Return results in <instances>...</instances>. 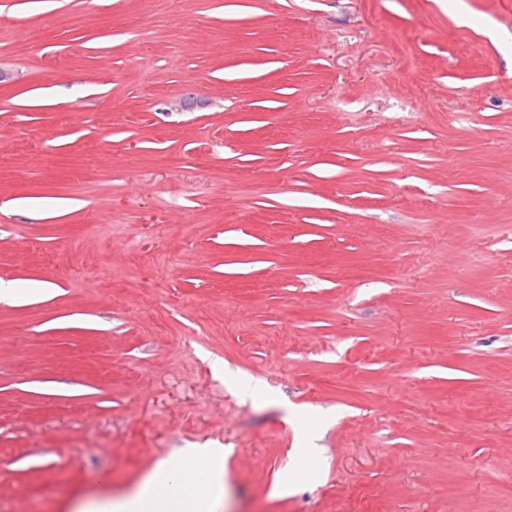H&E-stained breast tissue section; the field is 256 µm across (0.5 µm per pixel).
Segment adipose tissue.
Segmentation results:
<instances>
[{"label": "adipose tissue", "instance_id": "adipose-tissue-1", "mask_svg": "<svg viewBox=\"0 0 512 512\" xmlns=\"http://www.w3.org/2000/svg\"><path fill=\"white\" fill-rule=\"evenodd\" d=\"M225 483L222 449L191 448L160 460L132 490L91 496L76 512H222Z\"/></svg>", "mask_w": 512, "mask_h": 512}]
</instances>
